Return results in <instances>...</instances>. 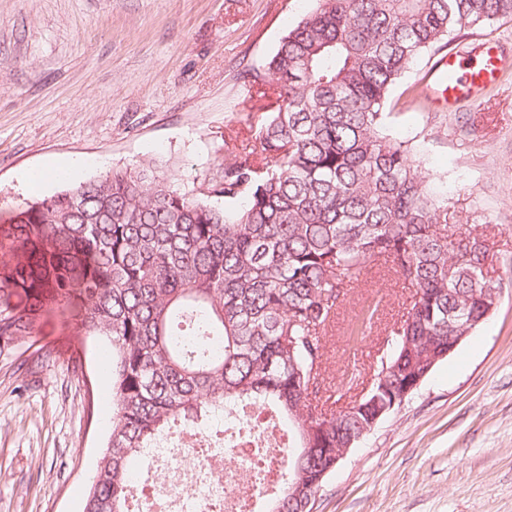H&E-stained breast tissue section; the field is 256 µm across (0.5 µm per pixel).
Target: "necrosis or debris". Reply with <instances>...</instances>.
<instances>
[{"label": "necrosis or debris", "instance_id": "obj_1", "mask_svg": "<svg viewBox=\"0 0 512 512\" xmlns=\"http://www.w3.org/2000/svg\"><path fill=\"white\" fill-rule=\"evenodd\" d=\"M287 438L274 415L247 405L232 415L159 438L128 477L130 496L148 512H256L287 468Z\"/></svg>", "mask_w": 512, "mask_h": 512}]
</instances>
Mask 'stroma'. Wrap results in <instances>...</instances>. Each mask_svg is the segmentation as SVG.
Returning a JSON list of instances; mask_svg holds the SVG:
<instances>
[{"label": "stroma", "mask_w": 512, "mask_h": 512, "mask_svg": "<svg viewBox=\"0 0 512 512\" xmlns=\"http://www.w3.org/2000/svg\"><path fill=\"white\" fill-rule=\"evenodd\" d=\"M315 0H0V214L59 191L25 181L59 161L77 179L153 160L181 189L210 192L225 148L253 143L247 112L272 87L246 76ZM438 60L423 54L392 92L386 132L415 149L457 231L487 224L496 310L405 403L347 451L316 512H512V66L482 104L411 103ZM410 294L368 267L326 336V369L345 405L347 374L368 378L384 336L351 320L381 299L382 323ZM66 315L40 318L24 362L0 356V512H81L112 426L103 344Z\"/></svg>", "instance_id": "stroma-1"}]
</instances>
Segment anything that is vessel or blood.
<instances>
[{
  "label": "vessel or blood",
  "mask_w": 512,
  "mask_h": 512,
  "mask_svg": "<svg viewBox=\"0 0 512 512\" xmlns=\"http://www.w3.org/2000/svg\"><path fill=\"white\" fill-rule=\"evenodd\" d=\"M507 63V57L497 47L483 42L443 56L432 74L434 110L451 112L462 103H479Z\"/></svg>",
  "instance_id": "vessel-or-blood-1"
}]
</instances>
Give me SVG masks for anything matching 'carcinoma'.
I'll return each mask as SVG.
<instances>
[{"instance_id": "1", "label": "carcinoma", "mask_w": 512, "mask_h": 512, "mask_svg": "<svg viewBox=\"0 0 512 512\" xmlns=\"http://www.w3.org/2000/svg\"><path fill=\"white\" fill-rule=\"evenodd\" d=\"M508 18L512 0H316L252 75L275 92L270 111L246 113L260 161L228 152L212 190L237 207L181 191L147 159L0 222V356L75 294L82 329L108 349L112 428L82 512H135L130 460L176 422L243 402L276 409L295 439L265 512H310L294 491H321L336 451L448 358V337L487 319L500 299L487 240L448 230V199L386 135L384 108L422 54ZM378 262L412 288L409 308L364 390L325 406L312 398L325 336L344 289Z\"/></svg>"}]
</instances>
